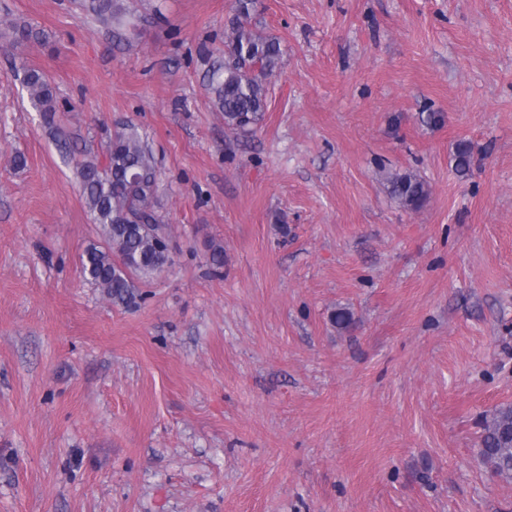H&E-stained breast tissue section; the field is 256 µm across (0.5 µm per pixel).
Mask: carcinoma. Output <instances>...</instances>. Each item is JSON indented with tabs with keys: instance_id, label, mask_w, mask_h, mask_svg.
<instances>
[{
	"instance_id": "obj_1",
	"label": "carcinoma",
	"mask_w": 512,
	"mask_h": 512,
	"mask_svg": "<svg viewBox=\"0 0 512 512\" xmlns=\"http://www.w3.org/2000/svg\"><path fill=\"white\" fill-rule=\"evenodd\" d=\"M257 0H234L224 25V59L212 63L207 83L224 126L235 134L254 130L267 107L268 80L281 67L283 51L276 39L260 34L252 13ZM103 20L125 27L120 0H90ZM22 84L44 122L55 124L60 106L47 76L23 71ZM79 189L92 223L101 227L104 244L87 247L81 258L83 278L112 303L136 304L138 283L170 263V231L156 211L157 161L139 127L120 123L106 143L103 157L84 152L77 162ZM389 193L410 210L428 197L426 183L412 173L387 177ZM480 456L497 477L512 479V405L484 421Z\"/></svg>"
}]
</instances>
